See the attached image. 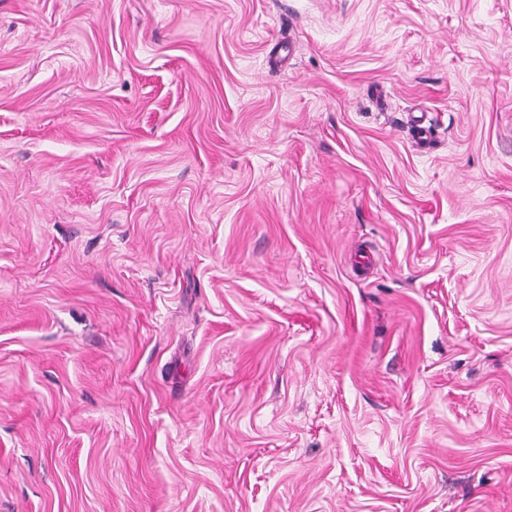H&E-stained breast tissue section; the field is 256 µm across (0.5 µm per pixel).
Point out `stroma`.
I'll return each instance as SVG.
<instances>
[{"label":"stroma","instance_id":"1","mask_svg":"<svg viewBox=\"0 0 512 512\" xmlns=\"http://www.w3.org/2000/svg\"><path fill=\"white\" fill-rule=\"evenodd\" d=\"M0 512H512V0H0Z\"/></svg>","mask_w":512,"mask_h":512}]
</instances>
